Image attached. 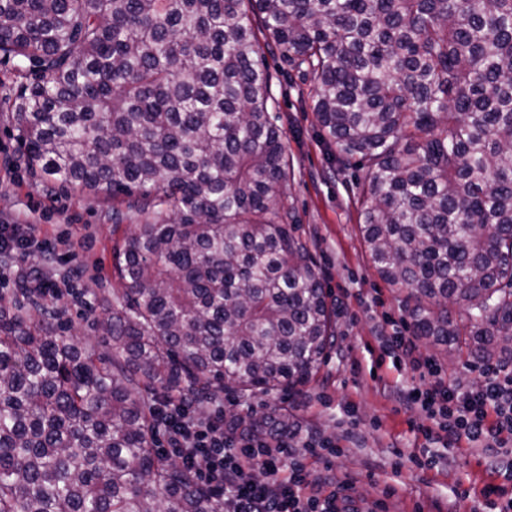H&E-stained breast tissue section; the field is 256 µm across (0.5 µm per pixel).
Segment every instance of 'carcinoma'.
I'll list each match as a JSON object with an SVG mask.
<instances>
[{"mask_svg":"<svg viewBox=\"0 0 512 512\" xmlns=\"http://www.w3.org/2000/svg\"><path fill=\"white\" fill-rule=\"evenodd\" d=\"M266 46L363 188L360 233L417 336L512 359V0H0L31 170L126 197L98 341L0 288V512H222L158 407L313 379L336 313L278 199Z\"/></svg>","mask_w":512,"mask_h":512,"instance_id":"obj_1","label":"carcinoma"}]
</instances>
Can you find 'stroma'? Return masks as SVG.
<instances>
[{"label": "stroma", "mask_w": 512, "mask_h": 512, "mask_svg": "<svg viewBox=\"0 0 512 512\" xmlns=\"http://www.w3.org/2000/svg\"><path fill=\"white\" fill-rule=\"evenodd\" d=\"M264 58L291 167L281 200L317 258L336 304V342L309 383L272 397L225 391L220 397L224 415L281 409L291 424L302 425L339 450L332 458L302 457L306 470H331L364 504L383 502L386 512H448L460 483L471 492L461 512H486L481 491L501 478L491 473L484 451L463 448L451 456L435 448L433 466L424 470L409 460L425 444L417 430L423 418L396 409L388 389L413 386L414 380L410 370H396L391 358L382 357L375 327L386 318L410 323L412 304L383 280L369 258L358 229L361 188L319 134L309 79L280 51ZM22 79L15 62L0 59V223L37 227L26 255L16 258L11 271L40 267L54 278L79 268L82 278L61 285L57 303L78 336L88 338L95 331L85 316L96 296L120 288L112 254L140 217L125 207L113 212L112 201L42 182L28 169L11 108ZM67 236L84 238L87 252L70 263L44 261L43 241ZM418 346L436 361L445 382L480 383V363L474 357L443 351L423 336Z\"/></svg>", "instance_id": "1"}]
</instances>
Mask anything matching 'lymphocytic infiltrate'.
Masks as SVG:
<instances>
[{
  "label": "lymphocytic infiltrate",
  "mask_w": 512,
  "mask_h": 512,
  "mask_svg": "<svg viewBox=\"0 0 512 512\" xmlns=\"http://www.w3.org/2000/svg\"><path fill=\"white\" fill-rule=\"evenodd\" d=\"M380 350L424 384L395 392L396 401L422 412L421 434L431 445L479 448L493 465L512 468V367L484 363L477 388L438 381L439 368L422 356L414 337L378 325ZM169 453L224 504V512H350L338 507L332 476L310 477L297 456L321 443L301 427L246 434L224 422L220 410L182 399L165 409Z\"/></svg>",
  "instance_id": "lymphocytic-infiltrate-1"
}]
</instances>
